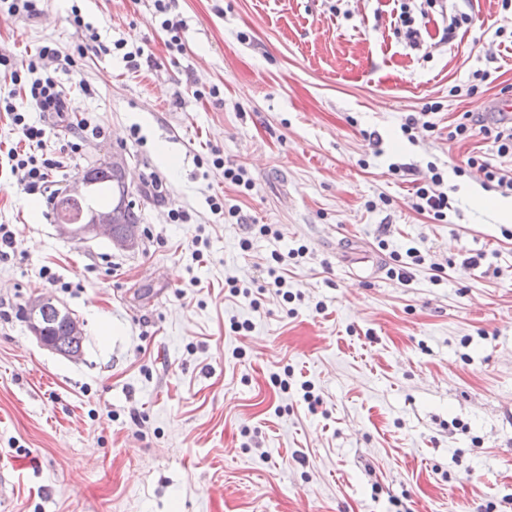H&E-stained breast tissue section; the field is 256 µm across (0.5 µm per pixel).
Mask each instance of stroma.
Segmentation results:
<instances>
[{
	"label": "stroma",
	"instance_id": "obj_1",
	"mask_svg": "<svg viewBox=\"0 0 512 512\" xmlns=\"http://www.w3.org/2000/svg\"><path fill=\"white\" fill-rule=\"evenodd\" d=\"M170 6L178 51L154 0H45L41 17L0 16V49L20 60L48 42L71 52L72 9L98 31L104 51L56 75L72 106L45 151L60 154L82 119L100 125L66 177L123 157L142 213L129 252L61 237L51 202L29 210L7 157L20 134L0 114V225L14 237L0 259V512H512V237L467 193L482 173L455 172L472 155L512 160L483 135L448 138L463 113L493 124L512 104V8ZM405 11L419 47L399 32ZM459 14L470 24L447 34ZM120 39L150 63L127 66ZM478 71L491 80L467 96ZM433 102V130L408 140L406 116ZM214 149L251 191L207 164ZM431 162L444 222L414 207ZM173 209L188 223H171ZM410 247L425 261L401 282L390 254ZM276 253L290 304L266 285ZM476 254L479 267L463 266ZM230 278L258 297L231 296ZM42 293L82 321V360L30 335L22 310Z\"/></svg>",
	"mask_w": 512,
	"mask_h": 512
}]
</instances>
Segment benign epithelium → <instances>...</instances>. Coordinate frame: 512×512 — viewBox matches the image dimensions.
<instances>
[{"mask_svg":"<svg viewBox=\"0 0 512 512\" xmlns=\"http://www.w3.org/2000/svg\"><path fill=\"white\" fill-rule=\"evenodd\" d=\"M90 183L81 178L69 189V213L57 222L60 234L83 239L88 235L95 237L102 235L110 239L112 245L120 250L135 247L139 237V225L125 224L121 219L122 207L114 206L110 209H94L89 206ZM55 311L57 316L65 319L68 325L69 336L82 334L80 320L73 313L60 308L54 299L48 295H38L27 301L28 330L37 343L54 353L71 360L82 357L83 350L66 349L63 340L50 342L45 336L43 315Z\"/></svg>","mask_w":512,"mask_h":512,"instance_id":"7a95c632","label":"benign epithelium"}]
</instances>
